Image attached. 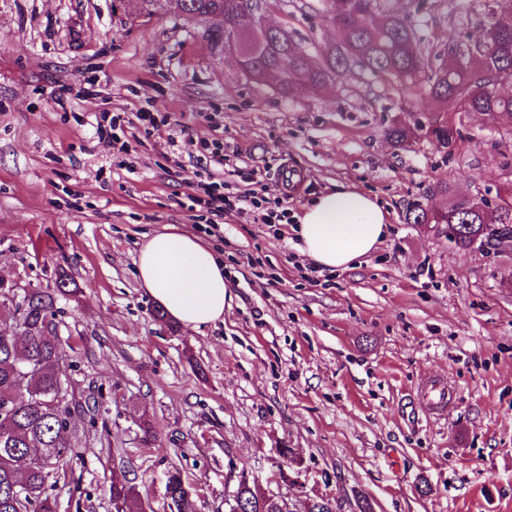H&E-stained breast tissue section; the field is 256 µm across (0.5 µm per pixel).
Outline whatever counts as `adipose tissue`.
Returning <instances> with one entry per match:
<instances>
[{"label":"adipose tissue","mask_w":512,"mask_h":512,"mask_svg":"<svg viewBox=\"0 0 512 512\" xmlns=\"http://www.w3.org/2000/svg\"><path fill=\"white\" fill-rule=\"evenodd\" d=\"M388 224L375 198L341 186L304 207L296 233L303 253L317 266L345 269L376 249ZM137 271L145 292L184 328L196 330L223 319L231 297L224 264L197 236L155 233L139 252Z\"/></svg>","instance_id":"1"}]
</instances>
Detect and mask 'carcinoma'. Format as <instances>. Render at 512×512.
<instances>
[{
  "mask_svg": "<svg viewBox=\"0 0 512 512\" xmlns=\"http://www.w3.org/2000/svg\"><path fill=\"white\" fill-rule=\"evenodd\" d=\"M244 0H184L188 12L204 19L218 12L213 24L224 33V67L240 78L261 81L285 71L278 88L290 94L303 84L321 90L348 72L394 78L432 99L437 117L426 135L437 149L452 154L459 131L448 120L450 112H480L512 123V96L492 91L512 85V24L494 22L469 32L455 45L468 49L466 57L450 48L442 62L427 69L416 45L411 23L383 9V0H321L324 17L337 24L336 44L314 52L285 29L265 28L243 33ZM448 204L426 211L410 210V224H456L460 232L451 241L461 249L472 246V234L491 241L512 237V196L494 206L484 201L465 204L451 183L438 186ZM68 278L59 277L56 290L15 292L0 281V315L13 320L20 335L0 332V512H58L56 499L47 494L49 481L79 458L77 448L59 441L73 418L93 412L96 404L79 401L69 390L65 351L58 333L57 299L67 294ZM116 512H144L133 488L122 481L110 488ZM170 512H198L174 469L166 484ZM234 512H280L257 490L239 487L232 495Z\"/></svg>",
  "mask_w": 512,
  "mask_h": 512,
  "instance_id": "carcinoma-1",
  "label": "carcinoma"
}]
</instances>
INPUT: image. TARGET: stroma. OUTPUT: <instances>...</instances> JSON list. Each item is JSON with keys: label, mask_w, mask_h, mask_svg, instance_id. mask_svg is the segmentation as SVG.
I'll use <instances>...</instances> for the list:
<instances>
[{"label": "stroma", "mask_w": 512, "mask_h": 512, "mask_svg": "<svg viewBox=\"0 0 512 512\" xmlns=\"http://www.w3.org/2000/svg\"><path fill=\"white\" fill-rule=\"evenodd\" d=\"M457 2L384 7L408 15L432 63L495 20L487 0ZM265 19L309 49L337 40L319 0H268ZM142 110L166 125L125 127L121 154L98 138L102 113ZM433 116L428 97L369 74L286 97L240 79L211 22L171 0H0V280L50 291L68 275L67 372L98 402L75 419V478L51 490L59 512H114L120 473L146 512H170L174 469L198 512H224L244 470L290 512L317 495L335 512H512V249H462L405 221L445 206V181L496 202L512 186V125L462 115L447 155L425 136ZM397 122L414 131L402 147L387 135ZM203 167L279 198L288 221L215 219L207 243L232 299L191 331L157 319L137 259L163 227L193 233L210 218L186 207ZM341 184L376 197L389 234L354 267L323 270L295 227ZM434 385L446 407L426 402Z\"/></svg>", "instance_id": "1"}]
</instances>
